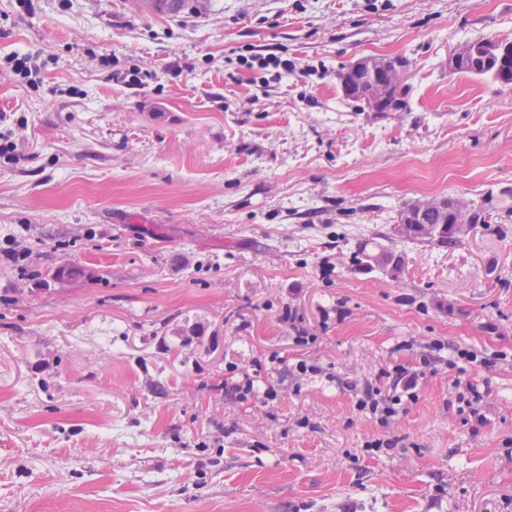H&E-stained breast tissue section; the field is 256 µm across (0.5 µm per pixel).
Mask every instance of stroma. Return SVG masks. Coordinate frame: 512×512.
<instances>
[{
    "instance_id": "stroma-1",
    "label": "stroma",
    "mask_w": 512,
    "mask_h": 512,
    "mask_svg": "<svg viewBox=\"0 0 512 512\" xmlns=\"http://www.w3.org/2000/svg\"><path fill=\"white\" fill-rule=\"evenodd\" d=\"M156 2L0 0V57L45 63L0 70V512H512V216L398 243L397 277L352 258L404 203L512 189V87L449 65L512 0ZM250 49L296 75L258 92ZM397 55L405 111H360L340 73ZM437 342L488 360L483 421L443 364L387 427L358 410ZM249 56L244 54H237L235 58L226 57L228 65H236L246 67L248 69H256L262 73L265 71H270L269 69L274 70V75L276 78L281 76L282 71L285 74H291L295 70L288 59H283L280 56H277L273 53L262 54L258 50H252ZM5 63L9 65L16 75L25 82H36V77L40 74L41 64L40 56L38 54H24L19 56L17 54L8 55L5 58ZM408 237L409 238L403 240L421 242L426 246H436L438 248L453 249L461 243L460 240L455 239L450 233H448V228L442 229L438 234H430V232L414 230Z\"/></svg>"
}]
</instances>
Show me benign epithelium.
Returning a JSON list of instances; mask_svg holds the SVG:
<instances>
[{
  "label": "benign epithelium",
  "instance_id": "1",
  "mask_svg": "<svg viewBox=\"0 0 512 512\" xmlns=\"http://www.w3.org/2000/svg\"><path fill=\"white\" fill-rule=\"evenodd\" d=\"M475 61L478 65L493 69L501 83L512 84V45L497 38L467 40L457 43L450 55L453 67L462 62ZM407 66L380 58L366 57L342 75V85L347 93L357 98L363 108L370 112H396L394 91L408 83ZM447 210L448 223L460 234L470 229L474 222V210L470 202L455 197L450 207H445L439 197L421 199L408 203L404 222L396 225L395 231L407 235L412 228L424 227L434 230L432 224H421L423 214L428 210Z\"/></svg>",
  "mask_w": 512,
  "mask_h": 512
}]
</instances>
